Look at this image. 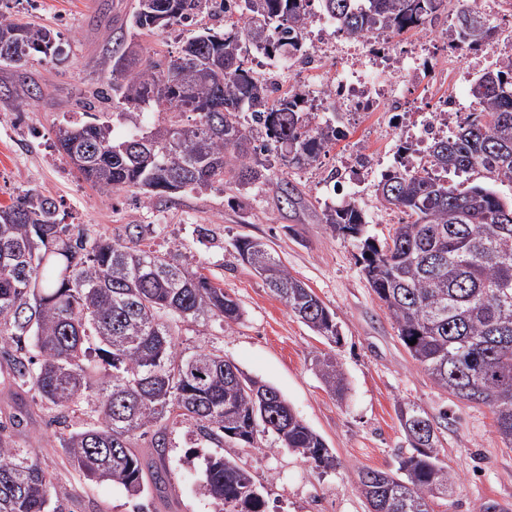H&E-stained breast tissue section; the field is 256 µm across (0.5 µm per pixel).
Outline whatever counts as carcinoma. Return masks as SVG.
Returning <instances> with one entry per match:
<instances>
[{"instance_id": "1", "label": "carcinoma", "mask_w": 512, "mask_h": 512, "mask_svg": "<svg viewBox=\"0 0 512 512\" xmlns=\"http://www.w3.org/2000/svg\"><path fill=\"white\" fill-rule=\"evenodd\" d=\"M164 16L136 6L131 36L110 56L104 92L112 107L191 112L193 123L171 120L147 131L114 136L92 112L55 132L56 147L90 185L136 191L146 202L218 185L238 189L275 184L296 204L295 188L271 177L282 165L315 162L343 130L304 116V98L254 75L248 46L270 57L308 58L303 35L311 0H164ZM336 32L389 39L422 30L448 0H320ZM456 46L475 49L466 18L484 22L475 0H457ZM224 28L203 27L175 56L151 54L142 34L191 26L205 14ZM48 29L0 11V63L19 69L56 53ZM479 108L447 136L433 139L424 164L406 163L384 175L376 192L403 214L380 244L365 235L366 218L352 203L324 213L338 236L360 249L362 272L383 302L397 336L433 382L460 401L485 406L505 447L512 448V201L474 185L448 186L441 171L483 170L512 183V65L483 71L471 84ZM252 125L240 121L243 109ZM57 199L28 189L0 206V343L14 346V380L59 411L57 420L90 409L91 421L61 438L68 464L95 482H110L147 512L148 489L166 498L168 422H187L210 441L255 448L258 433L300 454L312 468H336L324 438L300 420L275 387L247 375L216 350L185 355L182 325L219 320L230 327L243 310L224 287L184 267L174 251L145 248L148 224H128L124 236L72 232L58 218ZM263 250H256V246ZM237 239L241 260L289 312L334 342V312L288 271L265 242ZM416 340L411 345L409 341ZM32 341L42 357L27 356ZM314 364L329 392L341 398L347 379L328 354ZM411 447L393 470L361 469L358 490L369 512H433L455 476L440 460L439 433L448 412L433 420L415 406L399 410ZM0 425V512H58L53 476L29 448H18ZM151 436L156 458L144 460L134 437ZM205 490L219 512H266L251 474L234 459H204Z\"/></svg>"}]
</instances>
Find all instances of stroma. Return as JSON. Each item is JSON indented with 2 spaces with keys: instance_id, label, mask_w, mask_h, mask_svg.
I'll return each instance as SVG.
<instances>
[{
  "instance_id": "obj_1",
  "label": "stroma",
  "mask_w": 512,
  "mask_h": 512,
  "mask_svg": "<svg viewBox=\"0 0 512 512\" xmlns=\"http://www.w3.org/2000/svg\"><path fill=\"white\" fill-rule=\"evenodd\" d=\"M137 0H0L14 18L60 33L56 59L30 62L23 70L0 65V205L28 189L55 197L65 223L116 237L125 225L149 224L151 249L178 251L184 265L224 284L244 315L232 327L220 322L182 328L184 354L220 351L247 375L277 388L308 426L336 455V469L319 473L299 454L280 447L273 435L257 439L245 454L226 445L225 455H241L262 485L268 512H367L356 479L361 468H394L408 442L398 409L412 404L436 417L447 413L440 436L441 458L456 473L448 500L435 512H478L492 504L512 512V450L505 448L489 408L459 402L437 387L397 338L386 307L369 288L352 242L334 235L323 221L326 210L355 200L376 239L387 237L400 218L375 194L382 174L396 166L411 145L417 124L435 120L443 101L456 105V118L475 106L469 86L478 74L470 65L492 68L512 57V0L493 22L500 30L472 55L450 43L457 23L456 0L432 26L391 38L389 51L410 78L397 91L400 111L340 112L345 138L309 165L276 166V177L300 197L288 206L275 186L243 191L214 188L181 192L143 203L138 194L103 192L86 183L55 146V130L81 116L79 103L108 76V59ZM39 90L27 104L28 90ZM249 236L268 243L290 273L306 283L335 313L339 339L327 341L288 312L233 244ZM335 354L348 380L344 400H336L312 366L316 352ZM18 386L10 364L0 357V421L19 419L12 441L36 453L53 473L61 512H133L125 492L93 483L64 463L56 412ZM165 463L170 471L171 512H216L204 487L203 457L212 452L196 426L177 422L166 429Z\"/></svg>"
}]
</instances>
